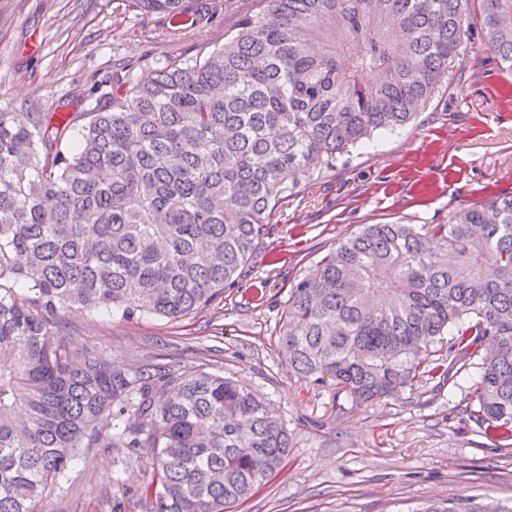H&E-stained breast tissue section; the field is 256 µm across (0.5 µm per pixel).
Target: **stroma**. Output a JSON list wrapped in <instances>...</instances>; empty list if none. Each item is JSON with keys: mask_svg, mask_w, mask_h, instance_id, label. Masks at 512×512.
<instances>
[{"mask_svg": "<svg viewBox=\"0 0 512 512\" xmlns=\"http://www.w3.org/2000/svg\"><path fill=\"white\" fill-rule=\"evenodd\" d=\"M209 14L187 39L133 0H0V111L47 112L90 94L121 65L184 58L223 45L259 0H187ZM473 37L405 128L353 149L302 187L267 225L260 247L222 300L180 320L73 309V342L137 369L220 370L266 397L293 438L284 470L235 512H416L430 499L512 501V452L470 419L468 366L452 383H422L362 402L291 374L278 344L288 291L336 244L366 224H442L450 212L512 193V75ZM152 477L147 449L80 454L50 512H143L136 490Z\"/></svg>", "mask_w": 512, "mask_h": 512, "instance_id": "obj_1", "label": "stroma"}]
</instances>
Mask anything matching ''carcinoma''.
Masks as SVG:
<instances>
[{"instance_id": "obj_1", "label": "carcinoma", "mask_w": 512, "mask_h": 512, "mask_svg": "<svg viewBox=\"0 0 512 512\" xmlns=\"http://www.w3.org/2000/svg\"><path fill=\"white\" fill-rule=\"evenodd\" d=\"M261 2L209 52L131 67L53 112H0V512H49L81 451L118 442L151 453L145 512H231L284 469L288 430L250 385L134 369L62 327L76 307L202 311L279 205L408 124L471 40V0ZM134 3L180 34L184 0ZM482 22L483 49L512 74V0H482ZM279 341L295 375L364 401L478 357L471 417L512 448V193L423 233L365 225L291 285Z\"/></svg>"}]
</instances>
